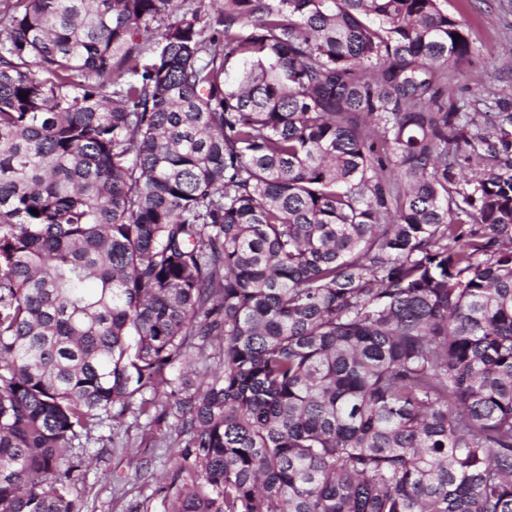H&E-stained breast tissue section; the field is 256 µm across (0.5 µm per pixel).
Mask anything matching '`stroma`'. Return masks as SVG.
<instances>
[{
    "instance_id": "35a3bbf8",
    "label": "stroma",
    "mask_w": 512,
    "mask_h": 512,
    "mask_svg": "<svg viewBox=\"0 0 512 512\" xmlns=\"http://www.w3.org/2000/svg\"><path fill=\"white\" fill-rule=\"evenodd\" d=\"M450 16L469 36L473 54L453 73L457 96L482 91L512 103V0H447ZM114 446L90 443L94 463L80 483L84 512H167L157 488L179 450L167 426L126 415Z\"/></svg>"
}]
</instances>
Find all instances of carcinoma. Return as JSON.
Returning a JSON list of instances; mask_svg holds the SVG:
<instances>
[{
	"instance_id": "1",
	"label": "carcinoma",
	"mask_w": 512,
	"mask_h": 512,
	"mask_svg": "<svg viewBox=\"0 0 512 512\" xmlns=\"http://www.w3.org/2000/svg\"><path fill=\"white\" fill-rule=\"evenodd\" d=\"M443 2L14 0L0 512L128 412L167 512H512V105Z\"/></svg>"
}]
</instances>
